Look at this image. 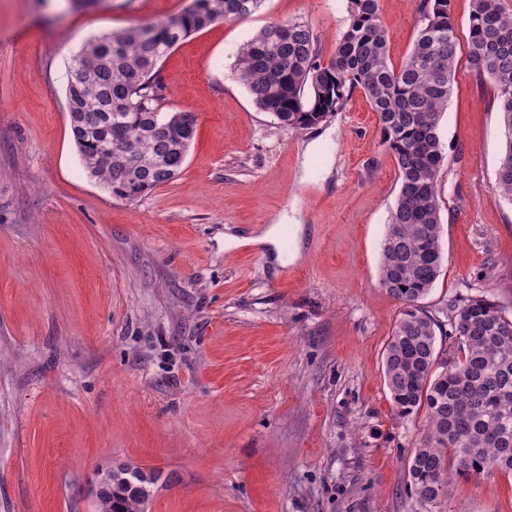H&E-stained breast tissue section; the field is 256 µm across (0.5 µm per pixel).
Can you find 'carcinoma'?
Returning a JSON list of instances; mask_svg holds the SVG:
<instances>
[{
	"label": "carcinoma",
	"mask_w": 512,
	"mask_h": 512,
	"mask_svg": "<svg viewBox=\"0 0 512 512\" xmlns=\"http://www.w3.org/2000/svg\"><path fill=\"white\" fill-rule=\"evenodd\" d=\"M264 0H190L193 7L88 41L68 69L70 127L87 175L135 201L173 180L195 138L190 112L162 113L157 75L182 40L219 20L250 17ZM450 0H420L421 27L402 64L388 58L378 0H350L349 22L322 59L304 21L267 24L240 49L237 78L279 124L307 129L360 90L397 162L400 186L381 244L379 284L401 304L383 356L394 417L424 414L426 435L409 461L415 512H433L451 475L512 474V317L485 297L450 306L442 324L422 305L443 262L439 177L448 158L440 124L459 47ZM467 58L495 89L505 149L495 190L512 202V8L473 0ZM456 356L440 357L437 336ZM158 475L120 465L101 474L97 512H144Z\"/></svg>",
	"instance_id": "cac0c4a2"
}]
</instances>
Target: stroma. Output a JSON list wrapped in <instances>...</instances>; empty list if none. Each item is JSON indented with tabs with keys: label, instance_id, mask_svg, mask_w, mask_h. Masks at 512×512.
<instances>
[{
	"label": "stroma",
	"instance_id": "1",
	"mask_svg": "<svg viewBox=\"0 0 512 512\" xmlns=\"http://www.w3.org/2000/svg\"><path fill=\"white\" fill-rule=\"evenodd\" d=\"M189 2L0 0V512H95L98 473L126 463L161 472L146 512H412L425 419L395 420L382 365L394 155L361 91L293 130L232 72L272 21L308 22L330 58L349 0H264L169 51L163 109L197 117L173 181L129 202L84 171L73 56ZM417 4L379 0L393 65ZM440 137L444 263L423 304L512 316L503 128L463 51ZM283 217L285 264L249 243ZM437 512H512V475L450 477Z\"/></svg>",
	"mask_w": 512,
	"mask_h": 512
}]
</instances>
